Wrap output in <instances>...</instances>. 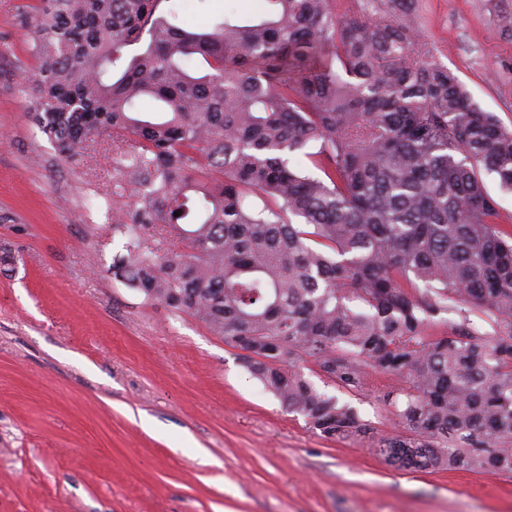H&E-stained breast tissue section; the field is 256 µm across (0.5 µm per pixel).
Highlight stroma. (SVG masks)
Returning <instances> with one entry per match:
<instances>
[{
    "mask_svg": "<svg viewBox=\"0 0 512 512\" xmlns=\"http://www.w3.org/2000/svg\"><path fill=\"white\" fill-rule=\"evenodd\" d=\"M35 0H0V512H512V474L406 470L370 441L289 412L241 351L114 276L129 200L112 142L69 161L32 124ZM183 24L263 0H177ZM512 0H418L412 18L484 111L512 129ZM337 395L377 434L402 426L374 373Z\"/></svg>",
    "mask_w": 512,
    "mask_h": 512,
    "instance_id": "35a3bbf8",
    "label": "stroma"
}]
</instances>
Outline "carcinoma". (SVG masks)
Wrapping results in <instances>:
<instances>
[{
    "label": "carcinoma",
    "instance_id": "1",
    "mask_svg": "<svg viewBox=\"0 0 512 512\" xmlns=\"http://www.w3.org/2000/svg\"><path fill=\"white\" fill-rule=\"evenodd\" d=\"M171 2L38 0L32 120L65 159L112 139L132 200L112 215L115 273L242 350L323 436L372 427L305 368L348 392L388 374L404 433L375 450L512 473V231L480 175L512 191V130L408 22L416 0L343 17L264 0L206 30ZM147 99L156 120L137 117Z\"/></svg>",
    "mask_w": 512,
    "mask_h": 512
}]
</instances>
